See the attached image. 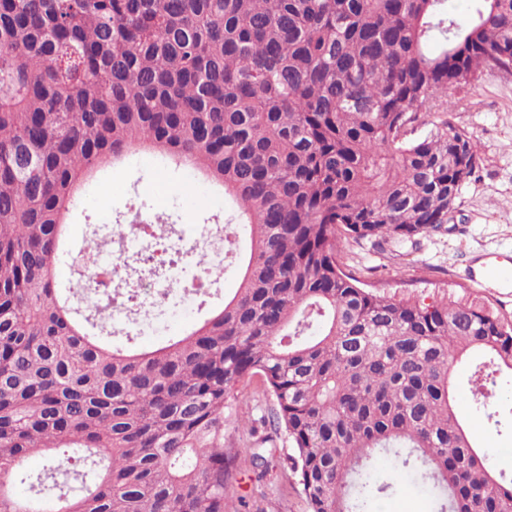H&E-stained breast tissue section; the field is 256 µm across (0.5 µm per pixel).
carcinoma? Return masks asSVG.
<instances>
[{
	"label": "carcinoma",
	"mask_w": 512,
	"mask_h": 512,
	"mask_svg": "<svg viewBox=\"0 0 512 512\" xmlns=\"http://www.w3.org/2000/svg\"><path fill=\"white\" fill-rule=\"evenodd\" d=\"M490 65L512 68V0L464 23L450 0H0V512H227L224 408L252 377L309 512H376L381 455L443 512H512L451 383L482 353L470 408H493L512 324L387 298L337 260L344 235L448 231L481 162L448 92ZM141 149L221 189L229 247L250 242L224 306L147 352L55 277L82 186ZM153 240L132 269L176 259Z\"/></svg>",
	"instance_id": "carcinoma-1"
}]
</instances>
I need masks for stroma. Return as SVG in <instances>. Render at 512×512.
I'll list each match as a JSON object with an SVG mask.
<instances>
[{"label":"stroma","instance_id":"obj_1","mask_svg":"<svg viewBox=\"0 0 512 512\" xmlns=\"http://www.w3.org/2000/svg\"><path fill=\"white\" fill-rule=\"evenodd\" d=\"M449 112L475 139L481 165L463 186L449 230L417 237L399 248L347 238L340 258L347 273L366 288L395 299L431 303L443 298L476 296L505 322L512 323V283L489 279L479 262L487 255H512V75L497 69L483 72L475 87L448 95ZM166 180L172 191L164 209H156L149 190ZM221 195L211 182L191 169L140 150L105 167L84 189L66 229L71 249L90 244L92 227L135 218L179 225L186 239L198 240L205 225L223 224L233 216L231 202L214 208ZM274 406L259 378L241 384L224 412V447L233 455L234 478L227 492L233 512H309L295 474L285 461L289 452L283 432L270 425ZM501 427L460 403L459 413L474 445L485 452L512 448V400L499 407ZM275 449L267 467L252 455ZM395 488L380 503V512H435L431 496L395 475Z\"/></svg>","mask_w":512,"mask_h":512}]
</instances>
